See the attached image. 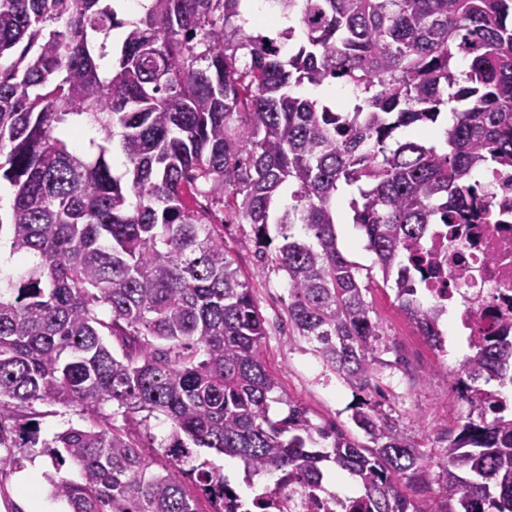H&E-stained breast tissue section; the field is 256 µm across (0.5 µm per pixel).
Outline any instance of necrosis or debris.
<instances>
[{"label": "necrosis or debris", "mask_w": 512, "mask_h": 512, "mask_svg": "<svg viewBox=\"0 0 512 512\" xmlns=\"http://www.w3.org/2000/svg\"><path fill=\"white\" fill-rule=\"evenodd\" d=\"M420 249L431 256L454 252L460 257L458 264H439L424 281L423 293L454 310L467 344L512 335V223L489 224L480 217L470 224H434ZM270 486L261 512H341L355 502L284 472L276 473Z\"/></svg>", "instance_id": "obj_1"}]
</instances>
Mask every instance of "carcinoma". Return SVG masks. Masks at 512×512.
Wrapping results in <instances>:
<instances>
[{
    "label": "carcinoma",
    "instance_id": "1",
    "mask_svg": "<svg viewBox=\"0 0 512 512\" xmlns=\"http://www.w3.org/2000/svg\"><path fill=\"white\" fill-rule=\"evenodd\" d=\"M248 0H0V181L13 188L0 240L25 278L0 288V448L38 442L36 404L92 417L46 445L70 512H199L184 473L224 499V474L331 469L360 485L364 512H512V341L473 346L456 377L467 416L439 472L432 510L407 489L426 454L360 400L363 446L314 429L303 412L269 415L277 377L252 291L224 251L210 194L251 227L284 272L293 331L352 389L375 371L379 329L337 244L336 192L356 187L353 223L421 335L439 346L443 310L418 298L430 224H468L466 183L512 166V0H262L289 25L275 38L236 24ZM467 66H459L460 60ZM340 80L354 99L303 93ZM446 150L402 127L437 122ZM110 336L114 350L103 341ZM112 404L143 425L165 415L170 465L98 420ZM333 439L328 448L318 440Z\"/></svg>",
    "mask_w": 512,
    "mask_h": 512
}]
</instances>
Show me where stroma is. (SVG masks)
<instances>
[{
    "instance_id": "stroma-1",
    "label": "stroma",
    "mask_w": 512,
    "mask_h": 512,
    "mask_svg": "<svg viewBox=\"0 0 512 512\" xmlns=\"http://www.w3.org/2000/svg\"><path fill=\"white\" fill-rule=\"evenodd\" d=\"M354 195V190L349 189L336 201L339 218L336 235L339 249L357 269L380 332L376 350L379 363L367 397L429 457L427 482L412 492V500L437 503L445 497L444 486L437 480L446 460L444 441L455 433L464 413L458 405L454 379L466 350L459 347L454 354H442L403 312L395 290L383 282L362 229L352 222L349 201ZM218 232L224 237L225 251L239 267L242 281L251 288L265 321L263 354L279 381L278 400L270 405L271 417L283 418L289 407L295 406L304 411L313 426L331 424L347 437H358L359 432L350 419L353 389L325 366L308 340L293 335L288 325L290 298L284 274L270 261L256 255L249 225L227 224L219 227ZM35 410L33 424L38 429L40 443L16 449L15 454L23 464L22 469L33 472L35 479L40 480L54 471L51 458L43 452V442L68 427L86 426L88 420L86 413L77 407L39 404ZM112 422L139 438L151 433L153 441L146 444L143 453L152 470H163L168 463L163 448L172 433L168 418L162 415L151 418L148 427L143 428L126 422L116 409L112 412Z\"/></svg>"
}]
</instances>
